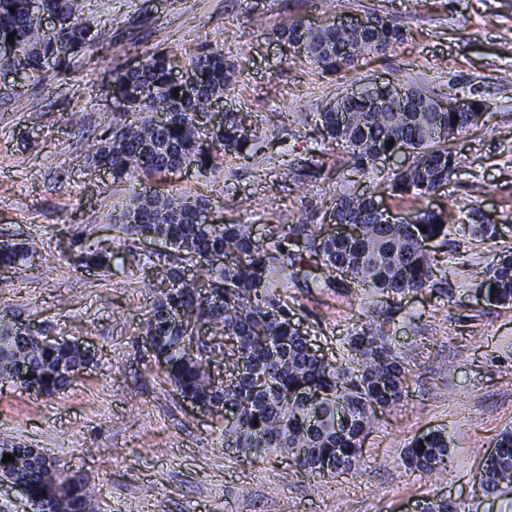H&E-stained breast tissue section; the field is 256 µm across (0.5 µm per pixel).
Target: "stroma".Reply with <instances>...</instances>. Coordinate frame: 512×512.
I'll return each instance as SVG.
<instances>
[{
	"mask_svg": "<svg viewBox=\"0 0 512 512\" xmlns=\"http://www.w3.org/2000/svg\"><path fill=\"white\" fill-rule=\"evenodd\" d=\"M372 14L396 20L405 40L335 76L272 34L295 21ZM85 15L111 30V42L40 81L10 74L0 83V242L31 250L26 264L0 268V325L82 343L94 359L50 397L0 383V448L41 449L82 477L99 512H416L436 498L456 512H512V490L486 496L475 482L512 428V305H485L474 292L493 257L512 251V0H85ZM205 45L237 66L216 109L247 114L257 151L184 168L165 190L208 200L206 223L248 225L262 243L274 224L330 229L344 191L413 216L379 172L345 167L322 140L319 114L337 97L390 82L486 105L450 141L461 169L431 199L454 215L445 242L431 245L437 289L371 295L345 277L326 288V270L310 262L282 290L294 322L330 360L344 356L368 310L392 317L405 392L376 409L358 473L319 478L285 454L228 452L221 413L182 403L144 341L166 248L120 241L110 216L154 183L113 180L92 155L119 111L115 73L157 52L184 67ZM476 212L496 224V237L469 234ZM77 239L108 243L111 267L74 268L66 256ZM438 430L449 439L447 471L404 466V448Z\"/></svg>",
	"mask_w": 512,
	"mask_h": 512,
	"instance_id": "1",
	"label": "stroma"
}]
</instances>
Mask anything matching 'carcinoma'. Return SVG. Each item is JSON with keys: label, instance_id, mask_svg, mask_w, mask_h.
<instances>
[{"label": "carcinoma", "instance_id": "cac0c4a2", "mask_svg": "<svg viewBox=\"0 0 512 512\" xmlns=\"http://www.w3.org/2000/svg\"><path fill=\"white\" fill-rule=\"evenodd\" d=\"M59 25V38L45 37L35 21L31 0H0V41L12 36L16 48L13 64L40 80L51 67L62 69L67 59L92 44L108 40V32L84 17V0H46ZM15 12H10V9ZM375 35L362 38L365 51L383 53L406 37L403 27L377 17ZM277 39L302 43L310 61L326 74L336 75L351 67L358 56L342 57L339 47L352 35L335 24L312 28L301 22L275 31ZM173 61L155 53L139 68L115 75L113 87L121 98L120 118L100 140L93 161L110 171L113 179L141 175L156 179L190 165L214 166L225 145L244 158L253 155L256 134L244 118L225 114L224 127L211 132L212 151L199 145L195 116L214 98L237 82V67L223 49L205 46L191 60L184 74L173 76ZM179 95H174V90ZM169 112L166 124L156 121V107ZM349 124L340 128L338 114H319L323 140L340 146L347 163L365 172L371 163L370 147L388 149V141L403 139L429 164H418L388 176L393 195L415 203L412 224H381L371 198L359 200L342 192L336 198V221L353 227L354 234L331 235L307 224H277L269 229V247H254L244 224H214L201 236L197 226L207 210L205 200L192 195L174 197L160 192L139 194L133 204L113 216L116 230L129 240L161 238L171 286L160 290L150 312L145 334L158 352L167 355L166 380L182 396L238 415L224 426V446L244 455L262 458L288 454L305 457L298 464L319 477H334L361 468L360 443L375 407L398 403L405 389L398 356L385 331L389 317L376 313L349 336L348 361L332 362L309 353L308 339L295 328L288 302L278 288L297 278V267L310 257L329 272L350 278L353 284L376 293L401 294L432 289L434 258L428 244L448 236V213L429 207L438 187L451 181L460 162L447 144L478 124L480 116L469 112H368L361 102H351ZM425 231H420V228ZM303 241L305 253L287 250ZM224 254L234 261L208 264L207 283L214 303L196 291V280L177 275L180 262L203 254ZM114 253L98 243H80L73 254L78 268H108ZM29 248L22 243L0 244V265L26 263ZM475 293L489 305L512 304V254L492 261ZM202 323L232 340L251 369L221 387L212 382L207 359L201 352H185L182 338ZM92 361V355L61 341L47 346L37 336L24 337L15 325L0 326V382L11 368L24 367L26 384L37 394L50 397L65 389L72 374ZM345 419L336 421V411ZM425 446L420 452L418 448ZM498 454L485 466L478 485L495 495L512 485V430L500 433ZM14 461L3 462L4 454ZM448 438L441 432L414 440L402 461L409 468L428 473L448 467ZM0 469L27 485L34 512H98L97 505L76 477L60 471L54 462L34 454V449L14 445L0 454Z\"/></svg>", "mask_w": 512, "mask_h": 512}]
</instances>
